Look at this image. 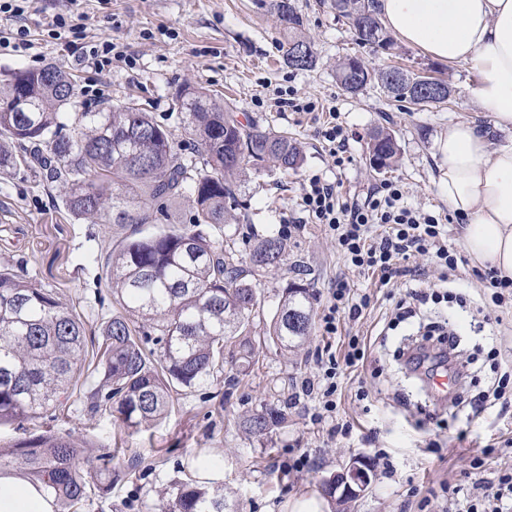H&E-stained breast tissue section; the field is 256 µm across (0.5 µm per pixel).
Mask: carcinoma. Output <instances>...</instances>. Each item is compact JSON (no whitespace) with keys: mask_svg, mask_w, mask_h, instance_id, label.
Wrapping results in <instances>:
<instances>
[{"mask_svg":"<svg viewBox=\"0 0 512 512\" xmlns=\"http://www.w3.org/2000/svg\"><path fill=\"white\" fill-rule=\"evenodd\" d=\"M354 40L388 47L378 0H330ZM271 9L286 41L283 62L311 70L317 56L302 32L293 0H272ZM394 68L375 70L357 56L336 65L343 89L361 93L369 85L404 108L445 104L447 96L409 90L413 74L390 80ZM74 85L53 65L22 70L0 81V175L47 172L64 190L74 215L93 224H155L168 219L167 204L192 200L188 224L109 246L107 278L119 309L88 342L81 317L59 293L0 266V426L38 412H54L77 386L86 388L84 410L107 414L139 432L164 418L175 389H192L224 371V342L240 339L244 362H253L252 332L261 299L249 278L272 272L284 261L286 244L267 236L247 258L231 247L224 225L236 221L237 178L260 173L271 163L295 172L303 156L285 131L242 124L228 104L201 88L184 86L175 96L195 148L175 146L171 133L130 100L99 112L73 111ZM398 153L392 134L371 138V160L388 168ZM313 325L312 294L290 284L263 335L286 351L300 347ZM159 347L154 350L148 343ZM279 422L265 411L249 422L250 432L268 433ZM82 449L69 435L45 431L0 445V474L16 472L54 499V512H87L92 497L112 491V459L80 466ZM163 512H226L224 487L205 481H176L164 491Z\"/></svg>","mask_w":512,"mask_h":512,"instance_id":"obj_1","label":"carcinoma"}]
</instances>
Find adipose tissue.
Returning <instances> with one entry per match:
<instances>
[{
    "instance_id": "obj_1",
    "label": "adipose tissue",
    "mask_w": 512,
    "mask_h": 512,
    "mask_svg": "<svg viewBox=\"0 0 512 512\" xmlns=\"http://www.w3.org/2000/svg\"><path fill=\"white\" fill-rule=\"evenodd\" d=\"M385 27L434 60L471 64L475 96L495 129L512 131V0H379ZM437 167L474 265L512 277V142L492 146L475 122L450 125ZM0 512H54L42 491L0 475Z\"/></svg>"
}]
</instances>
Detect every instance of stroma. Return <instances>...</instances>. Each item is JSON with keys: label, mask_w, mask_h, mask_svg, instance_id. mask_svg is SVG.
<instances>
[{"label": "stroma", "mask_w": 512, "mask_h": 512, "mask_svg": "<svg viewBox=\"0 0 512 512\" xmlns=\"http://www.w3.org/2000/svg\"><path fill=\"white\" fill-rule=\"evenodd\" d=\"M294 3L318 57L316 67L307 71L283 64L281 27L271 0H32L23 20L32 49L0 55V80L48 64L72 74L80 112L136 98L172 133L175 144L186 148L193 142L175 106L176 92L186 85L224 98L240 120L297 139L302 167L287 176L271 170L242 180L240 219L226 228L241 252L270 234L288 233L284 264L254 281L263 307L253 322L254 333L270 323L283 288L293 282L309 288L317 316L337 277L371 297L358 320H342V335L332 342L340 354L345 336H362L370 343L363 365L341 369L336 378L337 419L352 427L347 438L328 440L326 430L311 421L317 400L301 393V382L313 376L315 353L324 344L316 331L292 352L266 341L251 366L242 362L236 347H226L217 380L174 393L167 416L136 433L120 429L108 416L84 414L77 395L66 417L36 414L23 428L0 427L5 445L50 429L71 435L93 457L119 449L112 462L118 473L112 493L94 500L90 512H160L164 489L186 475H200L204 459L216 461L212 479L223 485L232 512H285L299 496L320 494L322 479L356 457L368 461L371 483L344 505V512H446L444 485L468 491L477 477L491 479L512 466V446L503 444L512 438V407L487 408L472 422L464 414H450L447 402L431 396L403 356L427 325L449 324L475 379L464 396H476L499 376L488 356L494 339L478 323L490 316L499 320V332L512 335V301L498 305L486 298L475 309L460 306L455 297L441 298L421 306L413 317L398 319L407 290L424 280L438 283L440 269L413 257L400 261L402 276L381 284L378 276L347 268L334 240L319 225L307 223L299 209L305 180L318 175L343 194L362 195L374 184L393 180L403 185L408 207L448 216L435 142L457 121L490 126L489 114L475 99L477 75L470 66L433 60L397 40L386 49L358 46L344 21L319 0ZM59 14L80 16L88 41L109 40L124 50L125 59L113 61L105 78L104 100H95L88 88L91 71L48 38L47 24ZM354 55L376 69L435 70L451 83L452 99L409 112L377 87L350 95L336 79V65ZM308 101L314 110H302ZM333 116L349 134L348 159L340 167L325 154L320 138ZM378 130L390 132L400 149L397 162L382 171L373 168L368 151ZM62 197L61 188L40 172L0 177V264L62 292L63 302L73 306L93 335L102 306L112 303L105 250L118 232L76 219ZM362 390L367 399L359 398ZM267 409L278 410L282 422L266 436L250 433L247 420ZM489 445L496 451L488 456L484 450ZM300 455L307 457L309 470L289 471V461ZM480 455L485 464L476 475L471 462Z\"/></svg>", "instance_id": "1"}]
</instances>
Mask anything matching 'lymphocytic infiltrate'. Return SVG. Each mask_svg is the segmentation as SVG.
Segmentation results:
<instances>
[{"mask_svg": "<svg viewBox=\"0 0 512 512\" xmlns=\"http://www.w3.org/2000/svg\"><path fill=\"white\" fill-rule=\"evenodd\" d=\"M48 35L69 49L77 46L80 32L77 26L58 16L50 24ZM80 49L79 63L101 76L109 72L113 60L124 56L123 50L111 41ZM300 207L311 223L323 225L334 237L348 266L377 274L381 282H390L400 275L399 260L413 256L429 257L450 272L458 268L457 253L448 245L441 217L408 208L398 182L383 181L360 201L340 197L333 183L315 175L304 186ZM369 304V295L354 292L347 281L337 280L320 317L322 334L337 335L342 316L360 317ZM366 349L364 340L352 336L344 357H336L328 348L318 350L317 374L301 382L303 395L319 401L316 422L335 420L338 370L343 365L356 366L364 359Z\"/></svg>", "mask_w": 512, "mask_h": 512, "instance_id": "1", "label": "lymphocytic infiltrate"}]
</instances>
